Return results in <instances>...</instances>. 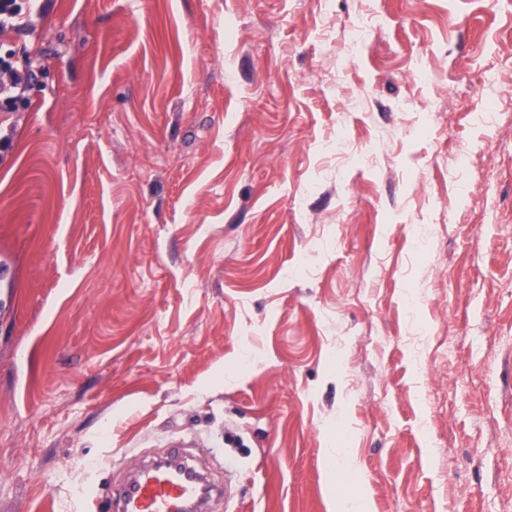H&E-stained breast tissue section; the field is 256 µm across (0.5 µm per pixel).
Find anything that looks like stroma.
<instances>
[{"label": "stroma", "mask_w": 512, "mask_h": 512, "mask_svg": "<svg viewBox=\"0 0 512 512\" xmlns=\"http://www.w3.org/2000/svg\"><path fill=\"white\" fill-rule=\"evenodd\" d=\"M33 23L0 34L34 72L0 112V512H96L178 438L237 474L210 512H512V0Z\"/></svg>", "instance_id": "1"}]
</instances>
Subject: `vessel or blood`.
Masks as SVG:
<instances>
[{
  "instance_id": "b4317fda",
  "label": "vessel or blood",
  "mask_w": 512,
  "mask_h": 512,
  "mask_svg": "<svg viewBox=\"0 0 512 512\" xmlns=\"http://www.w3.org/2000/svg\"><path fill=\"white\" fill-rule=\"evenodd\" d=\"M213 491L199 473L188 477L159 464L138 470L112 498L99 502L98 512H182L187 505H204Z\"/></svg>"
}]
</instances>
